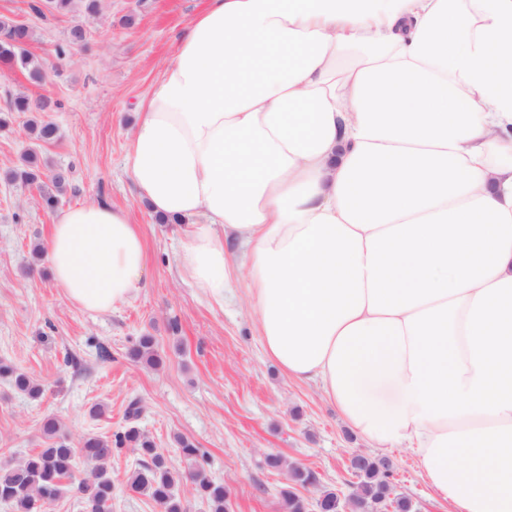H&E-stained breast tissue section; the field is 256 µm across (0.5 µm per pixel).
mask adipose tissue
I'll return each mask as SVG.
<instances>
[{
  "instance_id": "ef3b65f1",
  "label": "adipose tissue",
  "mask_w": 512,
  "mask_h": 512,
  "mask_svg": "<svg viewBox=\"0 0 512 512\" xmlns=\"http://www.w3.org/2000/svg\"><path fill=\"white\" fill-rule=\"evenodd\" d=\"M135 113L181 273L219 304L245 282L282 374L454 512H512V0H207ZM45 254L94 312L146 267L103 202Z\"/></svg>"
}]
</instances>
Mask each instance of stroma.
Returning <instances> with one entry per match:
<instances>
[{"label":"stroma","mask_w":512,"mask_h":512,"mask_svg":"<svg viewBox=\"0 0 512 512\" xmlns=\"http://www.w3.org/2000/svg\"><path fill=\"white\" fill-rule=\"evenodd\" d=\"M28 0H0V17L28 23L29 51L51 61L42 85L21 73L0 75V111L6 95L58 101L49 115L58 129L50 143H33L28 114L13 113L0 128V361L38 380L33 399L0 378V452L22 458L45 447L44 418H55L71 445L86 436L110 437L127 426L125 411L139 401L138 427L182 470L202 468L229 494V512H285L284 473L267 468L277 454L315 471L322 486L350 492L348 457L368 444L340 420L317 388L291 382L262 346L244 285L223 304L211 302L175 260L183 248L180 226L159 223L124 169L137 101L171 58L189 21L205 0H101L97 15L73 9L38 16ZM88 32L72 62L57 63L56 49L73 25ZM46 170H70L60 207L106 202L130 209L145 244L140 288L107 313L75 304L53 279L36 248L53 214L37 189L8 180L28 148ZM154 337L166 357L153 369L129 355L140 337ZM75 365H67L65 356ZM101 414H92L93 406ZM200 448L196 461L182 458L177 438ZM397 493L413 512H448L418 473L413 453H386ZM132 456L112 458V512H157L144 495L129 491Z\"/></svg>","instance_id":"35a3bbf8"}]
</instances>
